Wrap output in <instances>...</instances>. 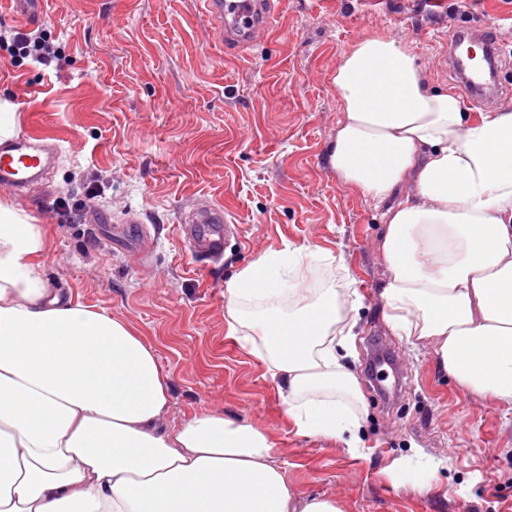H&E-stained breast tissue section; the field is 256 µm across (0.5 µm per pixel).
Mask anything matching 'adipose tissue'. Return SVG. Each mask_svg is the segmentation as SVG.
Segmentation results:
<instances>
[{
	"label": "adipose tissue",
	"instance_id": "ef3b65f1",
	"mask_svg": "<svg viewBox=\"0 0 512 512\" xmlns=\"http://www.w3.org/2000/svg\"><path fill=\"white\" fill-rule=\"evenodd\" d=\"M343 117L328 161L349 189L388 198L385 317L459 386L512 409V106L467 112L395 40L371 36L333 77ZM41 225L0 203V512H343L296 494L251 423L203 411L164 424L169 376L124 320L64 298L38 260ZM303 246L260 256L224 285L306 435L362 443L349 317L357 290L311 288Z\"/></svg>",
	"mask_w": 512,
	"mask_h": 512
}]
</instances>
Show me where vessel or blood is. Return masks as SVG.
I'll return each instance as SVG.
<instances>
[{
    "mask_svg": "<svg viewBox=\"0 0 512 512\" xmlns=\"http://www.w3.org/2000/svg\"><path fill=\"white\" fill-rule=\"evenodd\" d=\"M207 15L228 18L230 31L225 41H233L235 36H257L269 32L272 25L270 0H201ZM479 44L488 54H495L496 46L487 32L469 33L468 36L453 34L448 39V67L461 80L465 90L473 100L485 99L490 82L482 73L469 72L460 48L462 42ZM59 153L56 146L37 145L29 136H19L0 141V187L14 192H26L40 185L46 166ZM227 221L222 208L213 206L193 213L189 222L182 227L184 241L190 248H204L216 256L224 250L225 236L222 232Z\"/></svg>",
    "mask_w": 512,
    "mask_h": 512,
    "instance_id": "obj_1",
    "label": "vessel or blood"
}]
</instances>
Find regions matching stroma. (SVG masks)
Here are the masks:
<instances>
[{
	"mask_svg": "<svg viewBox=\"0 0 512 512\" xmlns=\"http://www.w3.org/2000/svg\"><path fill=\"white\" fill-rule=\"evenodd\" d=\"M274 2L271 31L229 54L199 0H46L34 21L0 0V100L16 135L47 136L60 153L44 185L0 188V202L45 227L39 261L53 287L155 347L168 426L211 409L249 421L297 494L336 498L344 512H512V411L391 328L379 297L384 208L328 164L341 117L333 75L358 41L395 39L431 85L457 92L449 36L465 20L512 52V0H465L462 15L422 0ZM43 30L57 58L15 63V32ZM209 203L239 227L218 260L179 231ZM307 245L337 258L313 264L310 287L351 283L362 297L348 360L363 389L355 453L299 434L276 380L228 333L225 282Z\"/></svg>",
	"mask_w": 512,
	"mask_h": 512,
	"instance_id": "1",
	"label": "stroma"
}]
</instances>
